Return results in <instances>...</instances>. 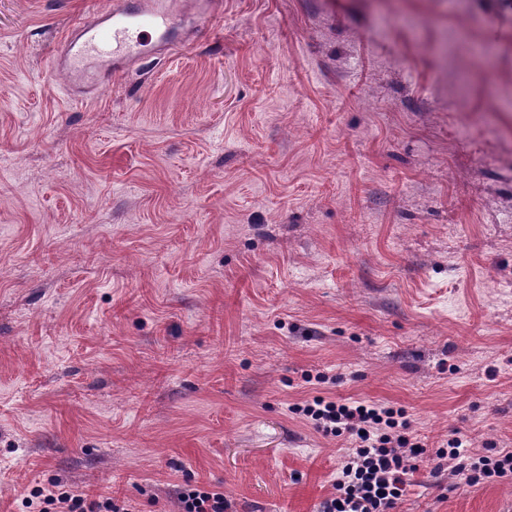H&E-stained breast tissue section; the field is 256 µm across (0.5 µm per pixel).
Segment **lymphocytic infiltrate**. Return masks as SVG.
Here are the masks:
<instances>
[{"instance_id": "obj_1", "label": "lymphocytic infiltrate", "mask_w": 512, "mask_h": 512, "mask_svg": "<svg viewBox=\"0 0 512 512\" xmlns=\"http://www.w3.org/2000/svg\"><path fill=\"white\" fill-rule=\"evenodd\" d=\"M291 413L326 437H347L348 460L315 512H395L410 485L409 475L425 448L410 432L404 408L365 400L333 401L317 396L292 405ZM436 456L448 460L453 475L478 486L512 479V450L475 454L468 440L452 435ZM31 512H129L108 495H92L53 483L34 487L23 500Z\"/></svg>"}]
</instances>
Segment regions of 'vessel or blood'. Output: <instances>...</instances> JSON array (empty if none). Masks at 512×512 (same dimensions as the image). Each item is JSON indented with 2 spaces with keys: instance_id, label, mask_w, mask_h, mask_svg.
I'll use <instances>...</instances> for the list:
<instances>
[{
  "instance_id": "1",
  "label": "vessel or blood",
  "mask_w": 512,
  "mask_h": 512,
  "mask_svg": "<svg viewBox=\"0 0 512 512\" xmlns=\"http://www.w3.org/2000/svg\"><path fill=\"white\" fill-rule=\"evenodd\" d=\"M223 17L222 0H113L68 28L50 65L70 97L85 98L132 68L171 55Z\"/></svg>"
}]
</instances>
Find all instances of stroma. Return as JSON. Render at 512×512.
<instances>
[{"label":"stroma","instance_id":"stroma-1","mask_svg":"<svg viewBox=\"0 0 512 512\" xmlns=\"http://www.w3.org/2000/svg\"><path fill=\"white\" fill-rule=\"evenodd\" d=\"M95 2L0 0V512H314L349 445L316 396L407 410L397 512H512L435 457L512 449V0H224L73 100ZM25 508L36 512H133L124 503L109 495H91L60 483L48 487L36 486L23 499ZM176 498L179 512H224V492L203 486L178 488Z\"/></svg>","mask_w":512,"mask_h":512}]
</instances>
